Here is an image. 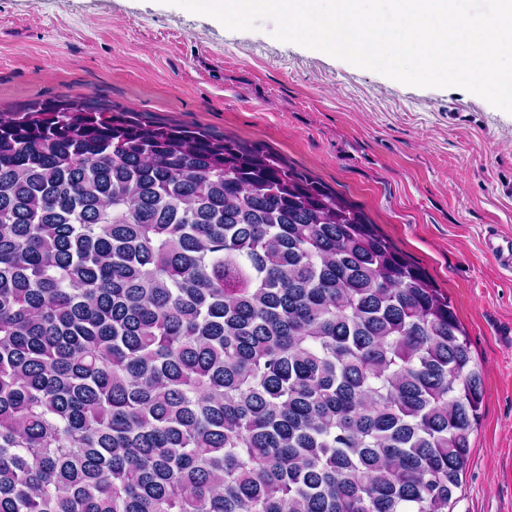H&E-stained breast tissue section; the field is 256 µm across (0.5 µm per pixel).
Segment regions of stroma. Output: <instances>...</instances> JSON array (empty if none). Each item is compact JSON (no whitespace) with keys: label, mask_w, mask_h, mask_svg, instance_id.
I'll list each match as a JSON object with an SVG mask.
<instances>
[{"label":"stroma","mask_w":512,"mask_h":512,"mask_svg":"<svg viewBox=\"0 0 512 512\" xmlns=\"http://www.w3.org/2000/svg\"><path fill=\"white\" fill-rule=\"evenodd\" d=\"M163 0H0V111L84 95L267 147L362 205L447 292L483 372L456 512H512V114ZM486 246L490 254L502 265L512 269V238L510 236L488 238Z\"/></svg>","instance_id":"stroma-1"}]
</instances>
